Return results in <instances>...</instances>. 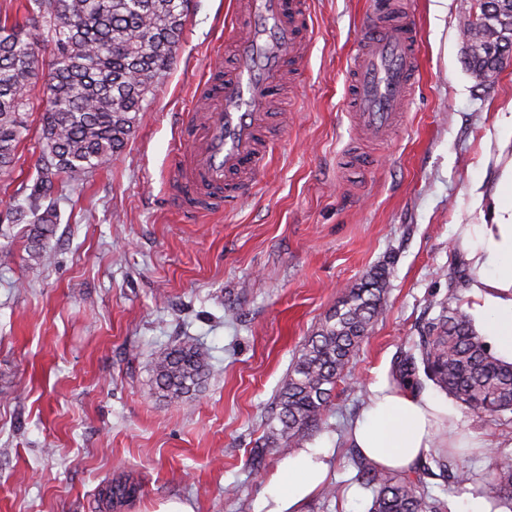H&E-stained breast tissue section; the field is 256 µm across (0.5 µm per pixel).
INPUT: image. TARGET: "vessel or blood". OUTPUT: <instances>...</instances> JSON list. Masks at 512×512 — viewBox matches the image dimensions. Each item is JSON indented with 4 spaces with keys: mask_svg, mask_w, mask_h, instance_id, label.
Wrapping results in <instances>:
<instances>
[{
    "mask_svg": "<svg viewBox=\"0 0 512 512\" xmlns=\"http://www.w3.org/2000/svg\"><path fill=\"white\" fill-rule=\"evenodd\" d=\"M374 12L375 28L351 61L345 108L356 136L380 140L401 124L420 61L408 7L375 0ZM234 24L231 67L210 68L179 127L189 148L175 160L171 195L189 220L235 209L249 191L269 158L271 90L307 52L306 0H236Z\"/></svg>",
    "mask_w": 512,
    "mask_h": 512,
    "instance_id": "obj_1",
    "label": "vessel or blood"
}]
</instances>
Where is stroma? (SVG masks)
<instances>
[{
	"label": "stroma",
	"instance_id": "35a3bbf8",
	"mask_svg": "<svg viewBox=\"0 0 512 512\" xmlns=\"http://www.w3.org/2000/svg\"><path fill=\"white\" fill-rule=\"evenodd\" d=\"M309 2L308 54L273 91L269 163L238 210L187 222L169 190L195 87L214 59L233 61L232 0H191L125 148L51 194L58 219L41 264L28 258L26 225L4 220L37 177L31 112L16 167L0 177V512H106L102 484L124 479L142 492L115 512H155L171 498L194 512H255L292 452L252 465L279 386L347 289L381 269L386 313L301 441L331 448L328 480L341 487L303 512H367L347 427L467 266L455 227L480 221L471 189L493 193L512 164V133L497 124L512 112V61L481 84L466 64L472 0H409L419 82L403 124L363 141L345 94L371 0ZM189 337L209 373L172 402L152 361ZM456 409L463 431L512 453V411Z\"/></svg>",
	"mask_w": 512,
	"mask_h": 512
}]
</instances>
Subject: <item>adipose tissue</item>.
Returning a JSON list of instances; mask_svg holds the SVG:
<instances>
[{
  "label": "adipose tissue",
  "mask_w": 512,
  "mask_h": 512,
  "mask_svg": "<svg viewBox=\"0 0 512 512\" xmlns=\"http://www.w3.org/2000/svg\"><path fill=\"white\" fill-rule=\"evenodd\" d=\"M460 246L471 265L467 313L496 357L512 363V165L502 173L478 224L458 227ZM368 404L349 431L351 444L383 469L412 468L437 438L459 439L458 412L447 397L418 395L378 373L369 387ZM330 451L307 447L288 455L263 491L257 512H301L302 503L324 483Z\"/></svg>",
  "instance_id": "adipose-tissue-1"
}]
</instances>
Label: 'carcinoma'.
<instances>
[{
    "label": "carcinoma",
    "instance_id": "carcinoma-1",
    "mask_svg": "<svg viewBox=\"0 0 512 512\" xmlns=\"http://www.w3.org/2000/svg\"><path fill=\"white\" fill-rule=\"evenodd\" d=\"M31 25H0V175H9L28 127L29 113L40 112V165L27 205L6 213L12 224H29L28 257L48 258L46 242L54 232L56 210L41 209L38 199L55 185L75 180L105 164L126 145L146 95L159 82L180 43L188 0H25ZM473 49L467 65L476 77L489 58L481 49L485 34L466 27ZM51 48L44 77L36 67L35 47ZM385 272L367 275L349 288L333 312L309 336L274 397L264 444L252 462L270 448L295 444L322 420L336 383L345 377L360 343L384 313ZM418 353L399 361L396 381L421 390L423 370L442 391L477 413L512 410V364L498 359L460 307L442 306L441 314L420 333ZM204 354L182 342L160 353L153 372L157 389L180 401L203 382ZM463 448H441L433 457L447 477ZM487 481L493 506L512 512V455L489 451ZM355 481L371 492L369 512H446L447 503L432 493L421 473H393L364 458L356 461ZM139 485L116 480L99 497L112 507L139 495Z\"/></svg>",
    "mask_w": 512,
    "mask_h": 512
}]
</instances>
